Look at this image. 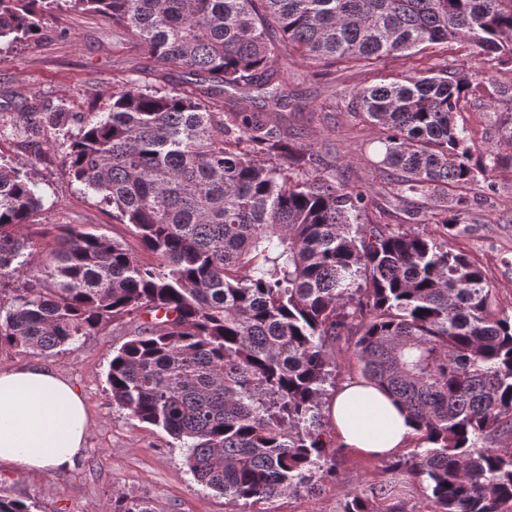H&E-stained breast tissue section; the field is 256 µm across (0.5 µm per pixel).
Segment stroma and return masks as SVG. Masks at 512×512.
Masks as SVG:
<instances>
[{
  "label": "stroma",
  "instance_id": "1",
  "mask_svg": "<svg viewBox=\"0 0 512 512\" xmlns=\"http://www.w3.org/2000/svg\"><path fill=\"white\" fill-rule=\"evenodd\" d=\"M143 48L128 44L121 30L101 16L61 0L47 13L36 38L17 48L0 49V116L20 118L33 103L43 112L66 105L72 130L112 101L118 80L145 62ZM470 47L452 43L447 48L410 58L373 64L339 63L315 74L293 50L283 51L278 64L288 74L290 89L306 99L309 110L284 113L300 141L326 146L338 175L372 192L371 210L379 223L399 224L402 212L394 207L393 192L376 172L367 142L374 131L347 107L345 92L391 81L417 69L471 66ZM463 123L482 148L507 157L512 142L503 137L500 115L484 100H469ZM0 159L30 164L31 177L46 206L31 225L38 238L36 260L46 257L43 230L54 224H79L124 244L140 261L155 263L129 225L120 222L110 205L76 181L54 143L52 130L41 132L37 143L0 135ZM496 189L471 186L459 189L469 204L467 230L458 246L484 270L498 309L512 315V166L494 174ZM136 321L111 325L96 335L45 355L44 361L81 390L91 412L86 448L77 466L63 474H34L19 466L0 468V496L29 504L32 512H107L113 491L147 498L155 512H240V505L198 484L190 473L185 450L162 428L131 418L118 407L106 383L112 353L136 329ZM337 480L322 482L316 492L281 496L265 503L266 512H340L344 490L353 489L374 500L383 512L388 502L381 487L397 480L390 458H357L335 449Z\"/></svg>",
  "mask_w": 512,
  "mask_h": 512
}]
</instances>
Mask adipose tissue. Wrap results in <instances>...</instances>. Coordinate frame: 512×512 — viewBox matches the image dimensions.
Here are the masks:
<instances>
[{
	"label": "adipose tissue",
	"instance_id": "obj_1",
	"mask_svg": "<svg viewBox=\"0 0 512 512\" xmlns=\"http://www.w3.org/2000/svg\"><path fill=\"white\" fill-rule=\"evenodd\" d=\"M328 415L339 444L362 456L392 454L416 433L391 395L360 380L343 386ZM89 428L80 392L51 367L32 362L0 369V465L36 474L73 470Z\"/></svg>",
	"mask_w": 512,
	"mask_h": 512
}]
</instances>
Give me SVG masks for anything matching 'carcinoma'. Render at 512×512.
Masks as SVG:
<instances>
[{
    "instance_id": "carcinoma-1",
    "label": "carcinoma",
    "mask_w": 512,
    "mask_h": 512,
    "mask_svg": "<svg viewBox=\"0 0 512 512\" xmlns=\"http://www.w3.org/2000/svg\"><path fill=\"white\" fill-rule=\"evenodd\" d=\"M58 0H0V45L41 30ZM126 29L151 64L123 78L108 111L74 134L48 122L75 178L132 227L158 263L76 224H56L44 275L26 232L43 208L25 166L0 160V347L58 353L141 312L113 352L112 401L187 448L195 480L249 507L336 476L322 421L336 353L352 343L363 379L409 412L419 449L398 466L434 512H512V317L493 308L484 271L456 248L467 205L448 188L495 189L498 155L458 124L473 96L501 113L512 87L480 69L429 68L349 93L377 130L378 170L420 230L367 217L369 192L281 122L292 106L277 65L288 46L319 67L473 46L512 64V0H73ZM173 71L211 85L176 89ZM262 106L237 109L230 90ZM39 108L0 124L35 138ZM434 196L437 217L414 200ZM341 512H379L344 493ZM108 512H154L112 494Z\"/></svg>"
}]
</instances>
